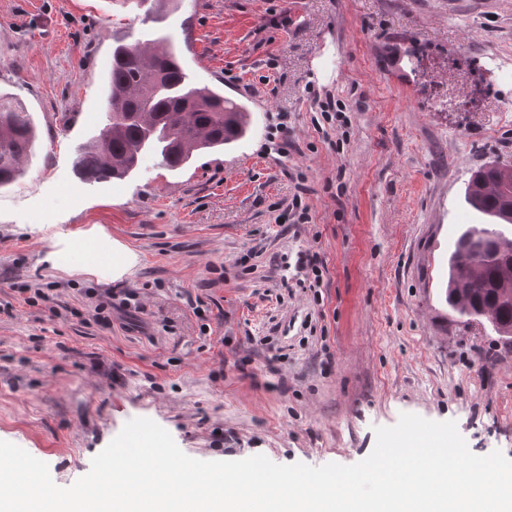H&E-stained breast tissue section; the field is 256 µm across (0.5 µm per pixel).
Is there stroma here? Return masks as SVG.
Instances as JSON below:
<instances>
[{
	"label": "stroma",
	"mask_w": 512,
	"mask_h": 512,
	"mask_svg": "<svg viewBox=\"0 0 512 512\" xmlns=\"http://www.w3.org/2000/svg\"><path fill=\"white\" fill-rule=\"evenodd\" d=\"M156 39L254 109L247 137L176 171L146 154L122 180H83L113 47ZM501 54L512 0H181L159 20L0 0V90L39 134L0 187V441L61 487L135 418L195 459L318 467L365 459L411 413L512 460V348L452 322L442 292L476 221L465 182L512 162V88L485 66ZM299 181L306 224L284 215ZM94 229L134 254L121 277L68 251ZM106 288L142 312L96 322L88 296Z\"/></svg>",
	"instance_id": "obj_1"
}]
</instances>
